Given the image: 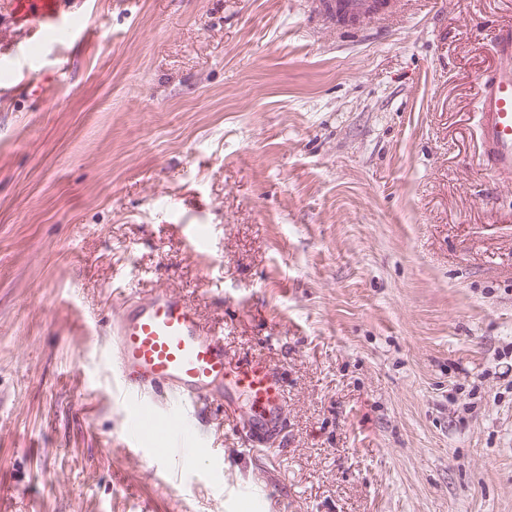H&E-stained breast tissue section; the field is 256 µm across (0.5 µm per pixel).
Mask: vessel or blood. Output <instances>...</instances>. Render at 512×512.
Listing matches in <instances>:
<instances>
[{"label":"vessel or blood","instance_id":"1","mask_svg":"<svg viewBox=\"0 0 512 512\" xmlns=\"http://www.w3.org/2000/svg\"><path fill=\"white\" fill-rule=\"evenodd\" d=\"M65 7L64 0H12L7 19L43 34L62 24ZM378 10L376 0H330L324 15L341 11L373 18ZM492 39L502 65L480 82L481 138L487 168L512 174V24L494 25ZM112 373L129 397L130 449L151 448L160 460L171 454L165 446L168 436L193 437L182 407L216 400L222 386H232L246 398L255 440L265 438L283 409L278 373L258 362L230 358L223 331L168 288L149 290L118 314ZM157 392L165 394L168 411L156 404Z\"/></svg>","mask_w":512,"mask_h":512}]
</instances>
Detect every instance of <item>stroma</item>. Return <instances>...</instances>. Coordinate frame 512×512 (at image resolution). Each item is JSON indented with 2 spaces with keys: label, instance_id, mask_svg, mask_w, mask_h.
Returning <instances> with one entry per match:
<instances>
[{
  "label": "stroma",
  "instance_id": "stroma-1",
  "mask_svg": "<svg viewBox=\"0 0 512 512\" xmlns=\"http://www.w3.org/2000/svg\"><path fill=\"white\" fill-rule=\"evenodd\" d=\"M66 2L59 34L0 23V512H512L477 84L512 0ZM157 287L281 372L269 452L235 392L193 451L127 448L112 329ZM375 0H336L333 3L325 5L324 15L327 18H333L336 9L350 15H364L374 18L378 14L379 6Z\"/></svg>",
  "mask_w": 512,
  "mask_h": 512
}]
</instances>
